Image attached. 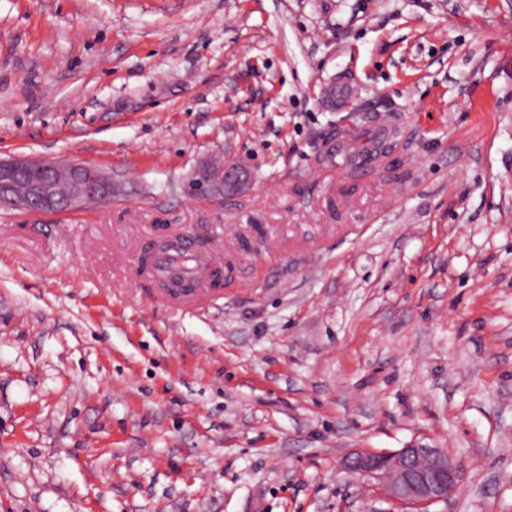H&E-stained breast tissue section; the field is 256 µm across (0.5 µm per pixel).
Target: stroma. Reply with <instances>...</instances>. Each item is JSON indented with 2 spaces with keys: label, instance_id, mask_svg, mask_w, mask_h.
<instances>
[{
  "label": "stroma",
  "instance_id": "obj_1",
  "mask_svg": "<svg viewBox=\"0 0 512 512\" xmlns=\"http://www.w3.org/2000/svg\"><path fill=\"white\" fill-rule=\"evenodd\" d=\"M9 156L114 186L0 208V512H412L341 460L414 442L430 512H512V0H0ZM165 234L220 299L141 273ZM195 185L202 183L201 190L212 199L224 198V193L240 189L249 179L247 170L238 165L230 164L220 167H208L192 176ZM155 243L165 248H174L182 246L183 239L169 237ZM152 265L158 275L165 276L176 271L182 276L186 288L173 296L166 295L175 304L195 305L222 289L214 275L220 266L209 253L193 245L185 244L177 253L157 252L152 256Z\"/></svg>",
  "mask_w": 512,
  "mask_h": 512
}]
</instances>
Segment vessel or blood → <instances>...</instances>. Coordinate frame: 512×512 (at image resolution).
<instances>
[{
	"label": "vessel or blood",
	"mask_w": 512,
	"mask_h": 512,
	"mask_svg": "<svg viewBox=\"0 0 512 512\" xmlns=\"http://www.w3.org/2000/svg\"><path fill=\"white\" fill-rule=\"evenodd\" d=\"M152 264L158 275L165 276L175 271L182 276L185 288L173 295L175 304L195 305L219 290L215 279L216 262L209 253L193 245H183L177 253H155Z\"/></svg>",
	"instance_id": "vessel-or-blood-1"
}]
</instances>
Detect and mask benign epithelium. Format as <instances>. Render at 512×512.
<instances>
[{"label":"benign epithelium","mask_w":512,"mask_h":512,"mask_svg":"<svg viewBox=\"0 0 512 512\" xmlns=\"http://www.w3.org/2000/svg\"><path fill=\"white\" fill-rule=\"evenodd\" d=\"M58 168L47 160L0 158V206L53 214L112 200V178L80 164L67 165L70 189L61 195L54 177ZM248 179L247 170L238 164L208 167L193 175L212 199L240 189ZM342 468L355 476L386 481L394 501L424 508L448 501L459 489L463 472L461 463L446 451L420 443L390 452L356 449L342 460Z\"/></svg>","instance_id":"benign-epithelium-1"}]
</instances>
